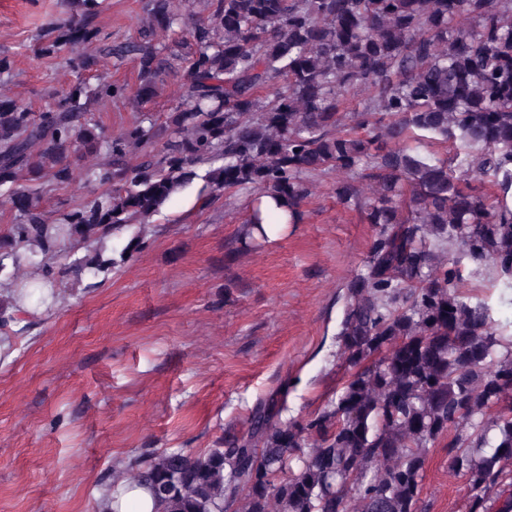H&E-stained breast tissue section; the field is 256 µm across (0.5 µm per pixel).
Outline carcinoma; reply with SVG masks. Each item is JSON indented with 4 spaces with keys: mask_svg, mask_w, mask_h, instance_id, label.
Returning <instances> with one entry per match:
<instances>
[{
    "mask_svg": "<svg viewBox=\"0 0 512 512\" xmlns=\"http://www.w3.org/2000/svg\"><path fill=\"white\" fill-rule=\"evenodd\" d=\"M100 7L79 0L40 34V52L70 55L75 73L53 103L34 112L0 94L1 271L83 249L71 268L104 273L112 237L145 238L196 180L207 204L248 194L250 244L268 241L265 224L302 223L326 171L372 182L364 197L340 181L336 198L378 227L336 333L353 372L323 408L137 460L124 480L148 484L160 512H417L430 449L449 436L467 512H512V328L489 295L457 287L468 261L512 288V0H203L190 26L189 0H142L137 37L118 43L99 38ZM128 57L135 83L112 81ZM170 77L183 95L163 115L115 135L100 121L101 102L142 107ZM355 91L358 132L341 111ZM428 139L454 157L410 144ZM70 151L95 159L87 195L51 208Z\"/></svg>",
    "mask_w": 512,
    "mask_h": 512,
    "instance_id": "cac0c4a2",
    "label": "carcinoma"
}]
</instances>
